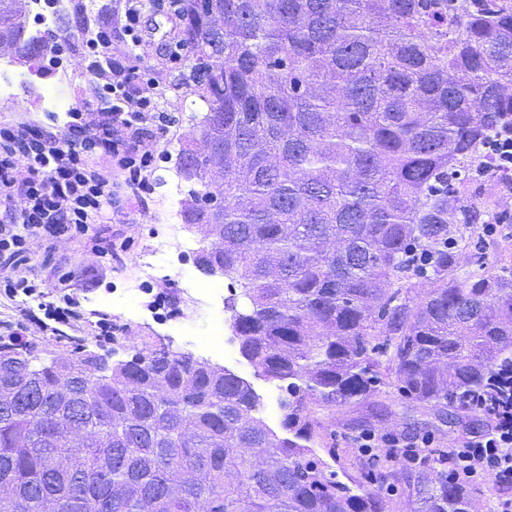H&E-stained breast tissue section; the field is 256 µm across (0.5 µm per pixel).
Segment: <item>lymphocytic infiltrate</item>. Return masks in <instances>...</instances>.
Listing matches in <instances>:
<instances>
[{"instance_id":"lymphocytic-infiltrate-1","label":"lymphocytic infiltrate","mask_w":512,"mask_h":512,"mask_svg":"<svg viewBox=\"0 0 512 512\" xmlns=\"http://www.w3.org/2000/svg\"><path fill=\"white\" fill-rule=\"evenodd\" d=\"M121 27L124 51L112 56L98 73L99 108L66 112L56 133L44 134L23 125H0V289L44 302L48 316L68 324L77 304L64 294L60 304L48 302L42 280L31 272L32 254L61 234L86 235L103 223L112 203V175L147 185L154 160L151 140L171 123L162 111L157 69L138 63L142 39L137 0H125ZM512 173V122L484 145L477 177L488 171ZM492 421L483 432L449 446L439 460L449 477L476 485L495 478L512 488V404L486 403ZM362 455L410 465L426 460L418 445L372 432L355 436Z\"/></svg>"}]
</instances>
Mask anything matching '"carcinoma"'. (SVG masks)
<instances>
[{"label": "carcinoma", "instance_id": "carcinoma-1", "mask_svg": "<svg viewBox=\"0 0 512 512\" xmlns=\"http://www.w3.org/2000/svg\"><path fill=\"white\" fill-rule=\"evenodd\" d=\"M182 2V81L206 112L178 153L179 215L198 270L240 285V354L288 381L287 435L188 353L97 367L86 344H0V512H385L328 470L311 406L358 404L385 369L444 419L512 370V270L459 275L441 246L493 217L462 216L452 181L512 114V0ZM19 16H0L12 45H44ZM419 483V512H473L448 472Z\"/></svg>", "mask_w": 512, "mask_h": 512}]
</instances>
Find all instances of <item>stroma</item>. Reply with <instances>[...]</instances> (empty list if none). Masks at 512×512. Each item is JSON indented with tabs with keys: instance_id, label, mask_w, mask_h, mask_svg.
Returning <instances> with one entry per match:
<instances>
[{
	"instance_id": "obj_1",
	"label": "stroma",
	"mask_w": 512,
	"mask_h": 512,
	"mask_svg": "<svg viewBox=\"0 0 512 512\" xmlns=\"http://www.w3.org/2000/svg\"><path fill=\"white\" fill-rule=\"evenodd\" d=\"M63 26H56L52 16L38 18L29 11L28 31H56L60 37L55 55H41L39 62H9L0 58V74L28 73L27 82L15 84L10 101L0 100V124L23 123L33 129L50 127L42 99L55 95L71 108L81 109L94 104L95 79L88 71L85 49L78 40L66 39L65 23L74 14L87 17L90 28H97L104 10H119V0H60ZM141 26L144 41L142 63L159 68L164 108L173 113L175 121L164 134L153 140L155 166L148 187L122 181L115 189L109 210L110 223L90 226L86 236L58 239L49 250H39L32 259L34 271L49 287L59 285L60 277H69V285L77 291L79 303L76 316L64 326L63 336L56 343L71 350L80 341L93 344L96 351L114 350L116 359L127 360L143 347L157 348L168 344L170 349L204 359L205 351L196 348L197 340L207 336L212 317L207 303H191L185 291L187 280L200 279L194 253L181 255L160 281L145 283L140 264L152 254L161 253L166 243L186 241L199 243L197 232L184 228L177 215L184 188L176 174L175 159L186 134L192 131V118L206 107L178 78L186 69L188 51L180 47V20L162 10L157 0H140ZM498 214L506 231L505 237L479 239L463 232L464 246L460 253V271H474L484 266L491 270L512 268V206L499 208ZM101 240L104 248L93 251V240ZM106 270V278L98 285L87 286L85 272ZM109 316L121 329L115 340L99 336L100 316ZM214 364L233 370L249 381L262 398L265 421L279 428L283 395L278 384L258 376L239 351L217 356ZM321 423L314 448L328 463L337 480L351 488L373 489L383 484L389 489L387 512H415L417 493L415 477L420 470L438 468V455L448 445L482 432L487 418L481 412L449 410L447 419H438L430 409L401 399L391 375H384L372 396L356 405L317 408ZM364 431L400 438L427 440L428 459L423 467L407 466L380 460L369 462L352 440Z\"/></svg>"
}]
</instances>
